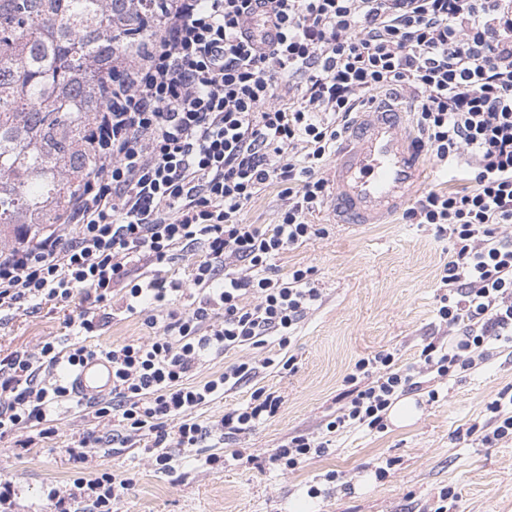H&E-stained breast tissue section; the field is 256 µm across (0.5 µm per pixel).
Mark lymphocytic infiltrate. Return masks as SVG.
Wrapping results in <instances>:
<instances>
[{"mask_svg": "<svg viewBox=\"0 0 512 512\" xmlns=\"http://www.w3.org/2000/svg\"><path fill=\"white\" fill-rule=\"evenodd\" d=\"M258 19L276 39L255 36ZM163 22L116 87L118 111L101 114L107 138L96 172L65 216L73 233L48 227L0 249V313L78 289L85 302L69 321L79 342L47 340L0 358V438L22 430L20 447L34 448L53 434L47 414L72 389L44 373L102 354L84 339L131 266H164L202 248L190 287L147 275L126 289L131 314L178 291L187 305L162 320L148 315L156 336L104 353L112 387L92 405L96 428L69 456L83 464L92 450L137 441L166 470L170 445L198 447L207 429L193 411L274 361H243L199 381L196 371L243 346L273 339L286 348L319 301L312 268L283 276L274 261L327 235L310 221L327 202L323 170L355 114L382 91L408 92L430 158L465 165L463 186L429 190L403 214L451 244L437 309L448 341L429 342L404 369L389 352L358 359L327 432L383 430L392 404L423 390V375L478 369L493 344L512 343V233L504 231L512 224V0H169ZM273 184L285 200L277 224L246 223L248 204ZM281 404L258 390L220 426L244 433ZM486 410L466 436L512 440V387ZM127 486L98 469L49 497L54 512L75 503L112 512Z\"/></svg>", "mask_w": 512, "mask_h": 512, "instance_id": "1", "label": "lymphocytic infiltrate"}]
</instances>
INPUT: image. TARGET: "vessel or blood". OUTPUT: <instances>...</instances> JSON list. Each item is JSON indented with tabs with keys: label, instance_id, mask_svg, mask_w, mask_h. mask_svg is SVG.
Listing matches in <instances>:
<instances>
[{
	"label": "vessel or blood",
	"instance_id": "b4317fda",
	"mask_svg": "<svg viewBox=\"0 0 512 512\" xmlns=\"http://www.w3.org/2000/svg\"><path fill=\"white\" fill-rule=\"evenodd\" d=\"M424 154L399 98L384 97L360 113L336 152L330 207L340 224H381L402 210L419 186ZM74 396L89 402L112 387V364L96 358L71 378Z\"/></svg>",
	"mask_w": 512,
	"mask_h": 512
}]
</instances>
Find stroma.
Returning a JSON list of instances; mask_svg holds the SVG:
<instances>
[{
	"mask_svg": "<svg viewBox=\"0 0 512 512\" xmlns=\"http://www.w3.org/2000/svg\"><path fill=\"white\" fill-rule=\"evenodd\" d=\"M311 221L327 225L328 235L284 251L277 261L283 275L314 268L322 290L288 349L293 370H261L195 412L200 423L215 424L261 388L280 395L278 414L222 442L211 436L197 448L171 447L169 472L137 446L97 451L94 468L132 479L117 512H435L446 488L454 493L450 512H512V440L489 447L454 439L456 431L483 421L487 403L512 386V348L494 350L486 365L460 377L432 381L436 401L423 391L408 394L413 411L403 422L390 418L381 432L343 433L326 454L292 470L270 464L288 437H321L359 358L389 351L400 365H411L440 334L436 309L450 244L433 226L397 217L388 224H335L325 208ZM121 304L112 299L118 315L99 330L98 344L151 336L142 317L121 312ZM79 308L75 299L50 301L0 316V356L37 351L47 339L74 341L64 321ZM51 425L55 434L41 448L24 450L13 437L0 439V478L17 485L13 512H51L49 491L80 475L66 448L94 427L91 413L69 401L55 407ZM235 448L244 456L232 457ZM212 452L220 462L205 465ZM380 469L385 477H377ZM313 485L321 496H308Z\"/></svg>",
	"mask_w": 512,
	"mask_h": 512,
	"instance_id": "1",
	"label": "stroma"
}]
</instances>
